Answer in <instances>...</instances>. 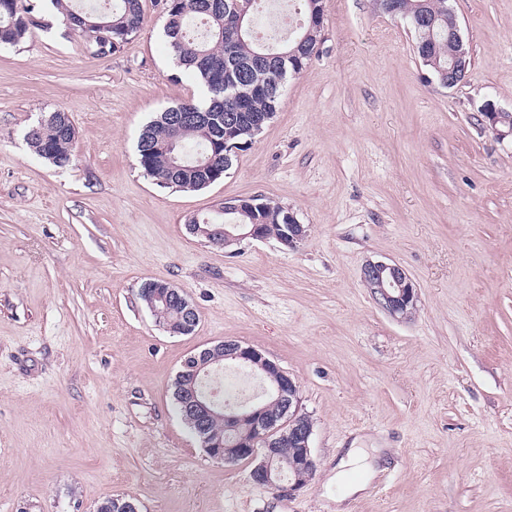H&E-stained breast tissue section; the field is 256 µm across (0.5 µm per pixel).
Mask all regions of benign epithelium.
I'll use <instances>...</instances> for the list:
<instances>
[{
    "mask_svg": "<svg viewBox=\"0 0 512 512\" xmlns=\"http://www.w3.org/2000/svg\"><path fill=\"white\" fill-rule=\"evenodd\" d=\"M453 36L458 44L455 61L448 69V87L461 84L467 76L469 47L463 40L460 27H455ZM502 109L492 103L486 104L484 117L491 130L499 137L512 136V126L501 127ZM189 233L204 236L208 243L223 247L230 243L247 240L265 239L261 224H231L229 228H214L209 224H189ZM306 236V228L300 224L293 213H288V224L284 225L279 242L294 248ZM362 279L376 304L394 317L406 318L416 310L418 291L415 283L405 269L396 263L385 261L369 262L362 269ZM153 299L163 303L183 299V291L169 283L157 285ZM232 361L254 372H261L271 381V393L280 405V415L271 419L266 407L243 405L228 408L214 392H201L194 384L214 370L223 366V361ZM184 370L179 372L181 380H190L182 391L179 400L180 410L184 416L192 419L199 432H205L206 423L213 418L226 421L250 420L258 440H240L232 444H221L205 436L202 442L208 455L226 463L246 460L253 463L249 476L253 483L264 486L278 494H291L305 483L285 477V470L304 471L312 474L316 470V461L311 451L313 424L309 416L300 411L299 389L296 381L275 361L267 358L261 351L245 346L236 341H222L205 347L190 356V361L183 363ZM288 444L296 448L294 456L286 460L280 448Z\"/></svg>",
    "mask_w": 512,
    "mask_h": 512,
    "instance_id": "1",
    "label": "benign epithelium"
}]
</instances>
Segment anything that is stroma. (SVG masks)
Masks as SVG:
<instances>
[{
  "instance_id": "35a3bbf8",
  "label": "stroma",
  "mask_w": 512,
  "mask_h": 512,
  "mask_svg": "<svg viewBox=\"0 0 512 512\" xmlns=\"http://www.w3.org/2000/svg\"><path fill=\"white\" fill-rule=\"evenodd\" d=\"M471 52L466 81H434L410 25L372 0H325L322 42L275 116L219 182L158 187L136 151L157 112L200 98L173 64L166 16L143 0L118 51L43 0L25 40L0 47V512H335L332 470L386 449L348 512H512V139L480 107L512 112V0H448ZM68 114L77 159L24 141ZM260 198L308 229L235 250L188 218ZM418 290L400 319L373 300L366 262ZM148 281L184 290L194 333L163 330ZM225 339L297 382L316 472L280 497L250 463L211 459L173 396L186 357Z\"/></svg>"
}]
</instances>
